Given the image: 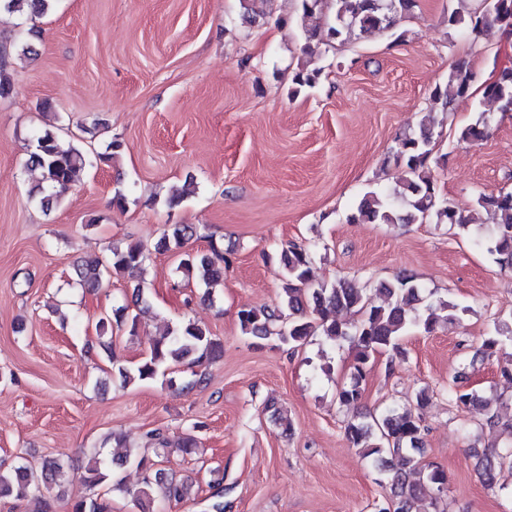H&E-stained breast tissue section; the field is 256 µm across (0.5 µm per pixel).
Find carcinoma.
<instances>
[{"label":"carcinoma","mask_w":512,"mask_h":512,"mask_svg":"<svg viewBox=\"0 0 512 512\" xmlns=\"http://www.w3.org/2000/svg\"><path fill=\"white\" fill-rule=\"evenodd\" d=\"M55 0H0V13L40 17L46 14ZM335 11L325 26L306 33L305 50L312 55L321 46L332 47L349 41L355 32L391 30L397 19L410 15L416 0H333ZM512 18V0H493L481 11L468 15L455 10L448 15V25L463 26L472 40H479L490 24L511 26L505 18ZM321 70L301 67L295 72L293 83L297 88H312L318 82ZM475 81L474 73L463 64L454 65L448 79L431 92L433 101L444 108L470 92ZM483 97L495 102L503 111H512V68L501 70L497 78L483 88ZM492 116L481 112L476 120L460 128L458 140L476 142L488 137ZM433 131L424 127L417 135L399 140L396 158L404 162L406 174L393 195L401 206L392 205L386 196L374 191L365 193L348 217L351 224H422L430 219L449 224L460 231L469 230V220L460 215L449 200L440 195L428 165L432 154ZM87 162L82 146L50 130L41 131L36 137L35 149L30 152L25 166L41 171L42 181L31 190V196L46 208L59 200L75 181ZM478 206L492 213L497 219V229L483 244L497 263L512 267V191L481 194ZM197 227L191 224H174L164 231L155 246L158 252H173L180 256L177 270L188 278H197L207 285L218 283L228 263L224 250L216 243L210 244L206 253L191 254L185 245L197 236ZM150 253L139 243L124 247L111 245L101 258H89L77 265L75 272L79 284L94 292L108 280L112 273L141 276ZM278 259L284 267L286 280L282 287L279 305L266 309H243L238 314L242 333L256 339L275 337L278 345L294 350L303 346L313 336L334 346H348L352 357L350 382L341 387L338 400L351 404L361 398V384L371 359L377 354L400 352V341L416 328L425 333L437 325L456 317L458 305L445 300L429 301L421 288L413 284V277L402 274L392 282L380 284L384 294L381 302H373L362 288L353 287L348 281L338 279L331 283L313 285L311 276L312 256L296 244L283 247ZM356 316L351 322L331 317V313ZM126 328L133 335L137 329V316L128 314V307L118 306L100 317L96 323L99 336H104L112 326ZM507 343L512 344V324L499 323L495 335L486 338L482 349L472 357L468 367L475 368L482 360ZM220 344L210 331L196 322L188 321L175 329H167L154 339L150 352L131 368H117L126 383L155 378L172 364L191 361H211ZM467 372L453 379L448 389V399L459 409H466L481 402L478 392L465 385ZM345 434L350 443L369 458L378 473L385 476L390 486L389 497L372 504V512H446L442 490L448 488L446 472L437 466L424 464L416 456L423 445L424 427L412 411L398 412L388 409L380 414H368L347 424ZM475 471L488 489L498 484L505 467L512 468V444L489 452L474 451ZM108 467L98 456H93L83 483L95 487L106 481ZM61 468L48 463L37 473L19 465L7 474H0V497L14 496L23 499L41 496L59 483ZM158 489L168 501H182L188 494L185 484L160 473L144 477V487L127 490L133 501L143 505L151 501L150 491ZM71 512H108L107 505L98 499L83 495L77 497Z\"/></svg>","instance_id":"1"}]
</instances>
